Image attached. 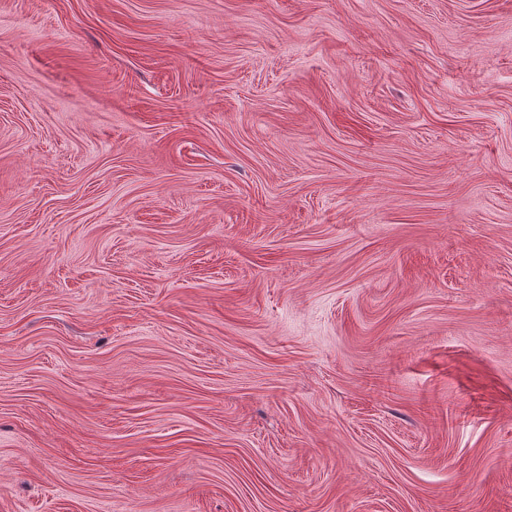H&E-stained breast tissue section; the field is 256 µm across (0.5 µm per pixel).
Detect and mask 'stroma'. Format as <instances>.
<instances>
[{
	"instance_id": "1",
	"label": "stroma",
	"mask_w": 512,
	"mask_h": 512,
	"mask_svg": "<svg viewBox=\"0 0 512 512\" xmlns=\"http://www.w3.org/2000/svg\"><path fill=\"white\" fill-rule=\"evenodd\" d=\"M0 512H512V0H0Z\"/></svg>"
}]
</instances>
